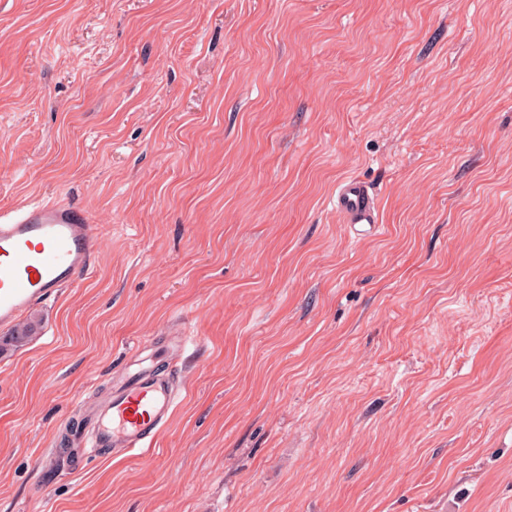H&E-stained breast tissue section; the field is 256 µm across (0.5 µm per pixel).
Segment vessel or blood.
<instances>
[{
    "instance_id": "vessel-or-blood-1",
    "label": "vessel or blood",
    "mask_w": 512,
    "mask_h": 512,
    "mask_svg": "<svg viewBox=\"0 0 512 512\" xmlns=\"http://www.w3.org/2000/svg\"><path fill=\"white\" fill-rule=\"evenodd\" d=\"M335 210L356 236L379 228L376 199L359 178L339 183ZM100 242L90 214L62 202L0 212V326L15 323L39 301L90 274ZM177 362L174 356L162 365L137 359L82 428L83 458L140 456L155 448L180 395Z\"/></svg>"
}]
</instances>
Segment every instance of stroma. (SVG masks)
Masks as SVG:
<instances>
[{"instance_id": "stroma-1", "label": "stroma", "mask_w": 512, "mask_h": 512, "mask_svg": "<svg viewBox=\"0 0 512 512\" xmlns=\"http://www.w3.org/2000/svg\"><path fill=\"white\" fill-rule=\"evenodd\" d=\"M48 201L101 246L0 356V512H512V0H0V211ZM174 335L154 453L73 462ZM335 210L343 224L360 237L379 229V213L371 187L357 177L341 181L336 190Z\"/></svg>"}]
</instances>
